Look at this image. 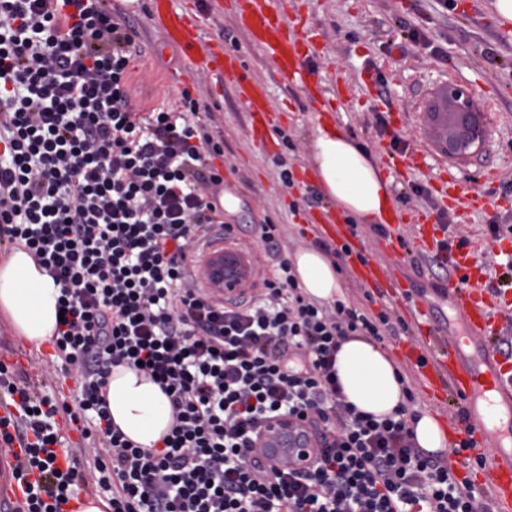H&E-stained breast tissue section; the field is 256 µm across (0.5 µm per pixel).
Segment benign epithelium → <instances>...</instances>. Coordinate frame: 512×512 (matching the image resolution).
Here are the masks:
<instances>
[{"label": "benign epithelium", "mask_w": 512, "mask_h": 512, "mask_svg": "<svg viewBox=\"0 0 512 512\" xmlns=\"http://www.w3.org/2000/svg\"><path fill=\"white\" fill-rule=\"evenodd\" d=\"M426 117L437 129L440 151L450 158H462L480 144L483 136L470 92L459 84L443 86L426 109ZM205 273L218 287L235 292L245 283L243 266L223 253L213 255ZM261 444L279 462L305 464L311 437L292 418L276 417L267 422Z\"/></svg>", "instance_id": "obj_1"}]
</instances>
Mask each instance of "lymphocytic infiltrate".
<instances>
[{"instance_id": "obj_1", "label": "lymphocytic infiltrate", "mask_w": 512, "mask_h": 512, "mask_svg": "<svg viewBox=\"0 0 512 512\" xmlns=\"http://www.w3.org/2000/svg\"><path fill=\"white\" fill-rule=\"evenodd\" d=\"M133 43L108 0H0V245L28 250L60 285L52 347L79 390L76 407L58 404L0 362V446L27 452L12 470L26 486L16 512H63L87 486L110 493L112 512H492L471 477L415 448L405 409L378 419L341 397V342L401 338L404 320L307 300L270 222L255 227L256 293L223 299L199 280L206 250L233 239L208 196L224 150L189 92L181 112L140 119L126 89ZM120 365L170 399L158 449L112 426L102 389ZM60 413L80 426L63 467ZM287 414L317 445L299 468L258 449ZM32 468L42 478L29 485Z\"/></svg>"}]
</instances>
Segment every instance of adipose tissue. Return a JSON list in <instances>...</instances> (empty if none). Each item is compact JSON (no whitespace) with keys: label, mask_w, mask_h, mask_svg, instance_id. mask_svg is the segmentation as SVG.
<instances>
[{"label":"adipose tissue","mask_w":512,"mask_h":512,"mask_svg":"<svg viewBox=\"0 0 512 512\" xmlns=\"http://www.w3.org/2000/svg\"><path fill=\"white\" fill-rule=\"evenodd\" d=\"M311 150L315 185L341 214L359 224L389 222L396 208L391 182L370 153L329 124L316 125ZM290 261L305 296L325 302L341 296L340 274L326 253L304 248ZM60 295L59 286L28 251L12 248L0 261V316L31 344L54 339ZM335 368L346 401L359 411L384 417L406 401L395 360L369 337L344 341ZM103 394L113 425L128 440L142 448L161 446L173 424V410L159 384L144 373L117 366Z\"/></svg>","instance_id":"1"}]
</instances>
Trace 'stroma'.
Wrapping results in <instances>:
<instances>
[{
  "instance_id": "1",
  "label": "stroma",
  "mask_w": 512,
  "mask_h": 512,
  "mask_svg": "<svg viewBox=\"0 0 512 512\" xmlns=\"http://www.w3.org/2000/svg\"><path fill=\"white\" fill-rule=\"evenodd\" d=\"M490 0H474L468 12L442 9L437 0H294L314 35L318 54L311 61L320 80L339 82L341 105L332 119L347 135L375 156L392 189L400 221L389 224L391 236L410 237L414 212L442 217L445 237H489V225H512V43H502L492 23ZM126 24L133 31L135 57L127 81L130 102L141 113L165 107L181 110L179 95L169 80L178 76L192 98L206 106L208 130L224 143L218 168L225 188L240 198L237 212L224 216L245 256L263 255L254 225L270 220L282 225L284 253L313 244L316 216L329 204L313 186L311 137L317 108L275 73L273 65L234 24V0H203L200 45H222L237 56L246 76L266 83L269 101L279 120L269 132L268 145L254 141L243 102L216 76L189 71L180 49L172 46L153 19L152 0H123ZM449 83L469 88L475 100H487L483 112L485 141L475 153L452 161L436 146L435 132L425 117L438 89ZM416 152L417 167L406 181L395 178L402 154ZM452 166L465 188L489 199L458 223L453 213H441L432 190ZM292 170L293 186L281 181ZM499 174L495 183L487 171ZM355 250L400 279L413 301L428 308L431 327L447 326L451 309L441 287L446 273L420 254L392 248L371 225L361 224L349 236ZM406 374L422 408L447 414L441 393L423 390L416 365L402 340L385 339ZM24 347L27 377L45 378L52 346L23 344L0 321V357Z\"/></svg>"
}]
</instances>
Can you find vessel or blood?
<instances>
[{"mask_svg":"<svg viewBox=\"0 0 512 512\" xmlns=\"http://www.w3.org/2000/svg\"><path fill=\"white\" fill-rule=\"evenodd\" d=\"M236 4L237 26L273 60L283 80L323 108H334L338 90L313 80L309 63L316 47L309 36L302 34L299 20L292 18L288 0H236ZM153 16L194 70L232 83L249 112L253 139L265 142L273 124L265 83L242 74L239 61L222 50L198 52L199 25L190 11L173 8L170 0H153ZM437 193L438 203L453 211L485 204L481 195L470 193L453 174L440 180ZM482 248L511 252L512 235L452 254L456 276L448 280L445 292L462 332L421 336L418 353L425 363L419 372L424 388L442 390L449 398L462 402L470 413L474 433L486 436L495 431L512 438V354L495 349L503 322L512 321V298L482 292L486 270L474 260ZM485 475L497 512H512V446L497 445L485 466Z\"/></svg>","mask_w":512,"mask_h":512,"instance_id":"b4317fda","label":"vessel or blood"}]
</instances>
